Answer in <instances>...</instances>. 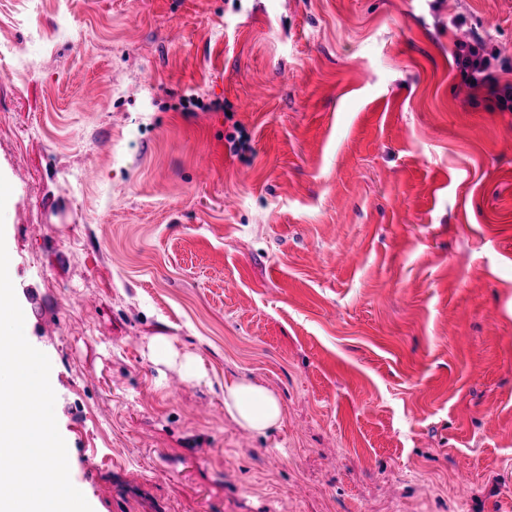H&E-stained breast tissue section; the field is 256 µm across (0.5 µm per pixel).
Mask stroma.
I'll use <instances>...</instances> for the list:
<instances>
[{
	"label": "stroma",
	"mask_w": 512,
	"mask_h": 512,
	"mask_svg": "<svg viewBox=\"0 0 512 512\" xmlns=\"http://www.w3.org/2000/svg\"><path fill=\"white\" fill-rule=\"evenodd\" d=\"M432 4L0 0L12 282L93 512H512V112L448 29L512 81V0ZM448 29L454 34L453 65L463 84L473 92L486 89L500 112H512V82L501 83L506 68L500 47L469 26L463 14L450 16ZM150 357L157 363L165 365H179L185 380L194 382L202 378L201 364L195 357L184 356L179 362V355L175 352L169 342L163 338H156L151 345ZM224 413L259 435L279 427L283 420L279 397L265 386L244 379L224 383Z\"/></svg>",
	"instance_id": "35a3bbf8"
}]
</instances>
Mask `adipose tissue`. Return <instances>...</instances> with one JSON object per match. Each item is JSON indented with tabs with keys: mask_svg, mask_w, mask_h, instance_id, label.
Wrapping results in <instances>:
<instances>
[{
	"mask_svg": "<svg viewBox=\"0 0 512 512\" xmlns=\"http://www.w3.org/2000/svg\"><path fill=\"white\" fill-rule=\"evenodd\" d=\"M224 412L240 426L260 435L279 427L283 420L279 397L265 386L244 379L225 384Z\"/></svg>",
	"mask_w": 512,
	"mask_h": 512,
	"instance_id": "adipose-tissue-1",
	"label": "adipose tissue"
}]
</instances>
